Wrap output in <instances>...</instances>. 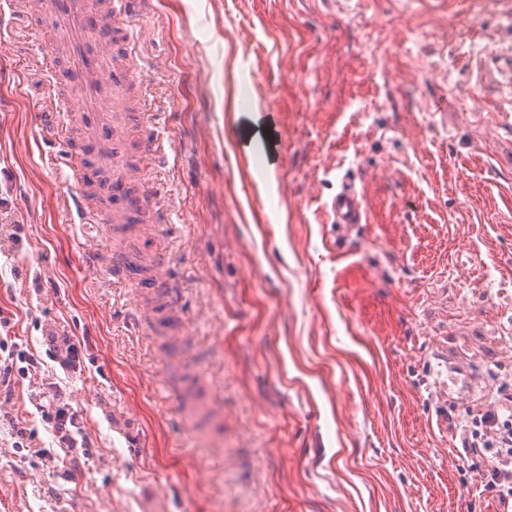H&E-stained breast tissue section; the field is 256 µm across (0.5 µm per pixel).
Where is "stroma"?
<instances>
[{
    "mask_svg": "<svg viewBox=\"0 0 512 512\" xmlns=\"http://www.w3.org/2000/svg\"><path fill=\"white\" fill-rule=\"evenodd\" d=\"M0 316L42 367L0 395V512H469L446 410L512 386V0H146L113 22L199 360L131 319L48 118L78 125L0 0ZM274 144L239 159L237 135ZM367 221H324L341 178ZM80 346L62 371L44 342ZM74 413L88 457L57 450Z\"/></svg>",
    "mask_w": 512,
    "mask_h": 512,
    "instance_id": "35a3bbf8",
    "label": "stroma"
}]
</instances>
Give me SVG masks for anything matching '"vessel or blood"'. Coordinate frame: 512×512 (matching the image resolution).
<instances>
[{"label": "vessel or blood", "mask_w": 512, "mask_h": 512, "mask_svg": "<svg viewBox=\"0 0 512 512\" xmlns=\"http://www.w3.org/2000/svg\"><path fill=\"white\" fill-rule=\"evenodd\" d=\"M133 0H32L29 11L47 20L60 32L59 39L42 42L50 61L51 75L59 91H80L84 111L79 134L60 128L59 137L68 155L67 180L80 187L78 200L87 204L97 197L106 209L94 210L102 224H127L156 201L142 187L141 175L130 167L123 135L126 127L139 125L142 115L120 107L124 86L130 75L115 72L114 52L122 41L115 35L111 20L128 11ZM327 223L360 224L366 219L363 195L353 184L341 182L336 194L324 204ZM168 256L157 252L143 272L129 264L113 266L112 276L140 288L146 299L136 311L138 321L150 320L164 336L182 332L179 314V285L166 276Z\"/></svg>", "instance_id": "1"}]
</instances>
